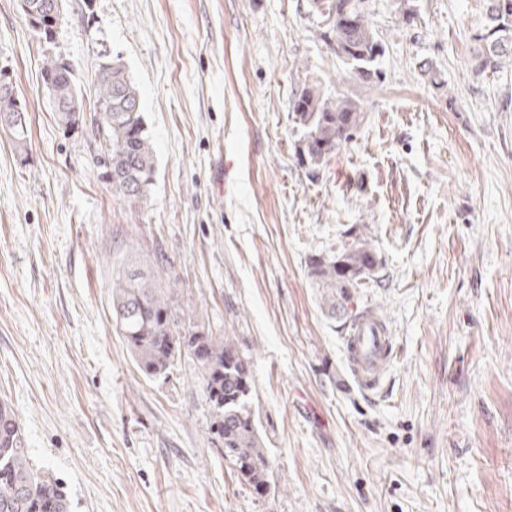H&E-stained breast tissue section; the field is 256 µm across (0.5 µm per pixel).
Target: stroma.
<instances>
[{
	"mask_svg": "<svg viewBox=\"0 0 512 512\" xmlns=\"http://www.w3.org/2000/svg\"><path fill=\"white\" fill-rule=\"evenodd\" d=\"M413 3L408 24L367 0L385 51L366 85L307 0H63L49 43L0 0L30 122L25 157L0 131V401L72 512H512V67L472 70L484 0ZM48 53L88 115L122 58L156 156L141 205L113 196L90 123L58 125ZM311 80L363 116L314 171L289 110ZM357 233L380 265L333 316L309 259ZM125 265L248 361L264 496L214 447L196 364L135 366L112 320ZM366 308L397 348L370 391L342 349Z\"/></svg>",
	"mask_w": 512,
	"mask_h": 512,
	"instance_id": "1",
	"label": "stroma"
}]
</instances>
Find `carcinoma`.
Masks as SVG:
<instances>
[{
  "label": "carcinoma",
  "mask_w": 512,
  "mask_h": 512,
  "mask_svg": "<svg viewBox=\"0 0 512 512\" xmlns=\"http://www.w3.org/2000/svg\"><path fill=\"white\" fill-rule=\"evenodd\" d=\"M500 0H486L484 21L474 35L473 71L498 73L512 62V10ZM43 0H30L43 23L40 38L49 43L55 27L41 13ZM309 6L327 17L323 32L336 58L363 83L379 81L383 45L378 40L365 0H309ZM42 78L54 82L58 96L67 102L79 98L68 61L44 56ZM96 118L92 128L101 134L109 162L107 176L116 196L128 203L147 199L154 184V149L144 122L141 96L120 56L104 60L98 69ZM294 123L302 132L298 159L313 169L327 162L351 138L362 121L360 107L347 97H326L319 82L296 91L291 103ZM20 105L0 93V126H5L15 150L28 155V122L18 120ZM59 125L69 128L83 121V111L55 106ZM379 261L371 241L358 236L333 255L320 254L311 261V276L323 289L331 314L343 307L351 291L372 275ZM171 291L127 271L112 291V317L118 335L142 374L158 379L183 354L196 360L212 414L211 430L219 450L250 487L267 486L271 464L263 448L250 408V371L227 336L215 337L192 321L182 320L172 309ZM0 512H71L70 500L60 482L33 465L20 420L0 402Z\"/></svg>",
  "instance_id": "obj_1"
}]
</instances>
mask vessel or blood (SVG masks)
Returning a JSON list of instances; mask_svg holds the SVG:
<instances>
[{"mask_svg":"<svg viewBox=\"0 0 512 512\" xmlns=\"http://www.w3.org/2000/svg\"><path fill=\"white\" fill-rule=\"evenodd\" d=\"M343 344L358 387L377 388L395 356V342L388 327L370 312H361L349 323Z\"/></svg>","mask_w":512,"mask_h":512,"instance_id":"vessel-or-blood-1","label":"vessel or blood"}]
</instances>
